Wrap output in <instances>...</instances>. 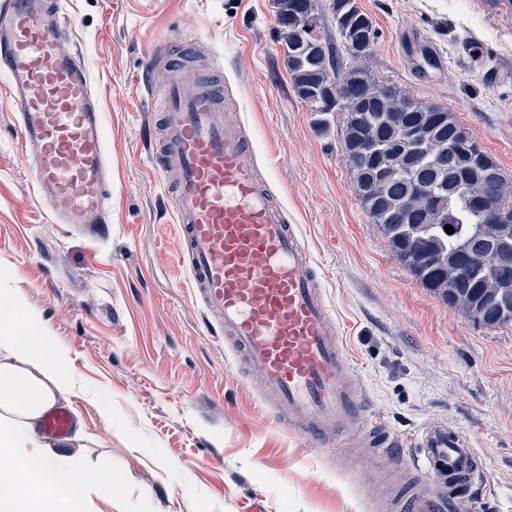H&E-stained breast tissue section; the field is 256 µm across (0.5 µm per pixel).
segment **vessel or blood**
<instances>
[{
  "mask_svg": "<svg viewBox=\"0 0 512 512\" xmlns=\"http://www.w3.org/2000/svg\"><path fill=\"white\" fill-rule=\"evenodd\" d=\"M71 30L58 0H0V73L35 160L38 195L55 223L83 230L112 221V167L101 98L86 65L64 47ZM199 55L189 40L150 57L172 71L153 159L160 175L174 177L170 198L195 294L293 433L325 448L395 453L389 438L347 431L364 421L366 398L353 383L340 321L298 227L265 185L221 67L200 71ZM73 427L64 406L41 419L59 440ZM412 446L410 468L423 491L405 492L391 512H446L483 470L469 439L448 423L429 422Z\"/></svg>",
  "mask_w": 512,
  "mask_h": 512,
  "instance_id": "1",
  "label": "vessel or blood"
}]
</instances>
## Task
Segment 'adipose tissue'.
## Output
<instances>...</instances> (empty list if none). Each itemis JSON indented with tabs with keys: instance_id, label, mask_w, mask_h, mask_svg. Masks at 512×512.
Returning <instances> with one entry per match:
<instances>
[{
	"instance_id": "obj_1",
	"label": "adipose tissue",
	"mask_w": 512,
	"mask_h": 512,
	"mask_svg": "<svg viewBox=\"0 0 512 512\" xmlns=\"http://www.w3.org/2000/svg\"><path fill=\"white\" fill-rule=\"evenodd\" d=\"M66 351L41 317L0 289V512H92L111 499L116 473L93 471L39 431L44 408L74 386Z\"/></svg>"
}]
</instances>
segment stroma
I'll return each mask as SVG.
<instances>
[{
    "label": "stroma",
    "mask_w": 512,
    "mask_h": 512,
    "mask_svg": "<svg viewBox=\"0 0 512 512\" xmlns=\"http://www.w3.org/2000/svg\"><path fill=\"white\" fill-rule=\"evenodd\" d=\"M366 67L453 112L512 180V0H357ZM67 49L89 69L112 158L104 234L55 223L16 117L0 102V286L66 349L65 444L122 485L98 512H381L412 473L389 455L316 448L277 421L189 288L178 227L152 172L165 70L150 54L203 44L249 123L269 190L299 227L378 430L448 421L485 462L470 512H512V324L485 328L423 288L357 199L340 125L295 95L271 0H61ZM111 420H104V413Z\"/></svg>",
    "instance_id": "obj_1"
}]
</instances>
